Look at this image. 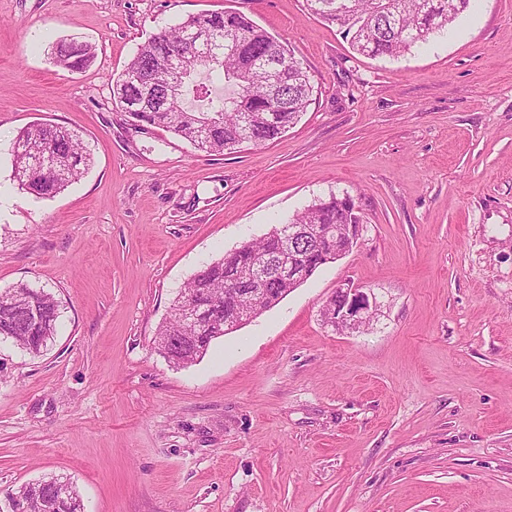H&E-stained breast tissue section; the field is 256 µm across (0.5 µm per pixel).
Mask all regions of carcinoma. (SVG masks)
Here are the masks:
<instances>
[{
    "label": "carcinoma",
    "instance_id": "obj_1",
    "mask_svg": "<svg viewBox=\"0 0 512 512\" xmlns=\"http://www.w3.org/2000/svg\"><path fill=\"white\" fill-rule=\"evenodd\" d=\"M307 10L323 21L335 24L356 51L369 56L397 57L428 40L431 34L451 26L471 0H305ZM195 33H204L226 48L223 55L197 56L183 83L177 105L167 112H151L140 105L139 79L146 68L163 75L170 71L173 50ZM58 66L80 72L95 57L92 45L66 38L52 47ZM199 71L224 82L230 93L216 106L209 86L197 80ZM310 74L293 52L249 17L236 11L201 13L151 35L113 81L116 106L129 114L134 125L165 128L209 154L234 150L244 143L261 145L279 138L306 112L313 96ZM54 152L61 168L46 175L32 172L28 159L33 146ZM90 153L79 136L61 125L34 123L21 130L13 147L14 178L18 188L41 199H50L79 180L89 169ZM361 216L350 197L334 195L294 214L285 224L257 241L251 240L197 271L187 282L174 305L171 319L162 325L156 342L169 362L188 364L201 357L211 341L224 335L225 317L234 311L260 315L279 304L297 285L271 278L263 287L270 300L231 292V287L253 288V258L265 256L268 270L276 273L293 261L284 250L281 229L290 224H357ZM345 245L340 241H317L303 235L294 247L304 253L303 269L313 275L326 264V257ZM194 301L202 316L201 329L181 325L180 303ZM58 302L42 288L19 285L0 293V340H11L32 355H39L56 333ZM195 336L178 345L167 340ZM50 477L23 484L6 493L20 505L21 512H79V496L60 499Z\"/></svg>",
    "mask_w": 512,
    "mask_h": 512
}]
</instances>
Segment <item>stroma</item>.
Here are the masks:
<instances>
[{"label":"stroma","instance_id":"stroma-1","mask_svg":"<svg viewBox=\"0 0 512 512\" xmlns=\"http://www.w3.org/2000/svg\"><path fill=\"white\" fill-rule=\"evenodd\" d=\"M244 13L308 68L278 139L214 160L133 126L112 80L149 36ZM96 48L72 74L52 47ZM92 163L19 190L24 127ZM363 238L184 367L155 344L204 265L329 194ZM371 289L369 325L323 309ZM60 305L39 356L0 341V510L58 477L83 512H512V0H473L398 58L356 52L305 0H0V292ZM34 145L54 152L63 169L46 175L32 173L28 159ZM90 153L79 136L65 126L34 123L21 130L13 147L14 178L18 188L36 198L50 199L79 180L89 169ZM326 322L336 329L358 328L372 316L376 299L370 289L351 282L341 283L327 304Z\"/></svg>","mask_w":512,"mask_h":512}]
</instances>
